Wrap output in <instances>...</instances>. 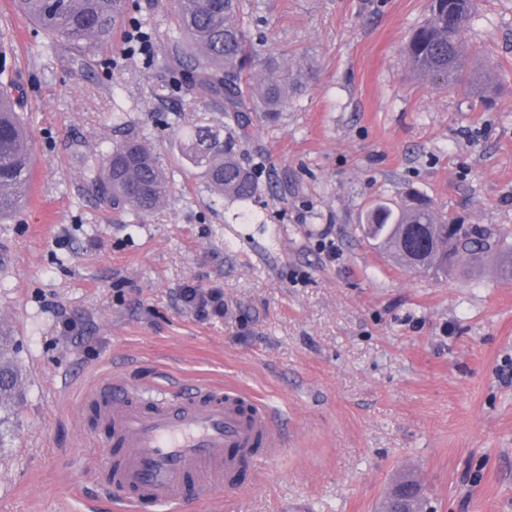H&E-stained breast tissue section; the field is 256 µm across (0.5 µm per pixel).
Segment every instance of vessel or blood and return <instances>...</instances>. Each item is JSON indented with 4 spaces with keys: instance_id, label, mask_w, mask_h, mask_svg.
Segmentation results:
<instances>
[{
    "instance_id": "b4317fda",
    "label": "vessel or blood",
    "mask_w": 512,
    "mask_h": 512,
    "mask_svg": "<svg viewBox=\"0 0 512 512\" xmlns=\"http://www.w3.org/2000/svg\"><path fill=\"white\" fill-rule=\"evenodd\" d=\"M122 458L104 462L103 492L117 512H199L218 489L238 488L243 468L258 470L285 444L270 407L228 383H104L87 398Z\"/></svg>"
}]
</instances>
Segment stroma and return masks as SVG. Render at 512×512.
Segmentation results:
<instances>
[{
    "mask_svg": "<svg viewBox=\"0 0 512 512\" xmlns=\"http://www.w3.org/2000/svg\"><path fill=\"white\" fill-rule=\"evenodd\" d=\"M429 8L241 0L249 54L302 84L277 119L253 117L240 159L259 167L258 191L243 206L183 155L179 130L222 111L169 57L170 0H121L86 70L0 0L34 156L26 205L0 224V331L21 372L0 512L100 497L114 451L82 403L104 378L229 382L276 409L279 459L200 512H380L403 479L421 512H512V280L491 253L415 271L359 229L372 203L409 195L459 224L512 228V0H479L465 32L496 62L488 107L410 68ZM129 129L172 176L146 216L106 207L84 178ZM189 285L222 292L223 317L197 315Z\"/></svg>",
    "mask_w": 512,
    "mask_h": 512,
    "instance_id": "35a3bbf8",
    "label": "stroma"
}]
</instances>
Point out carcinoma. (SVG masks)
<instances>
[{
  "label": "carcinoma",
  "instance_id": "obj_1",
  "mask_svg": "<svg viewBox=\"0 0 512 512\" xmlns=\"http://www.w3.org/2000/svg\"><path fill=\"white\" fill-rule=\"evenodd\" d=\"M20 17L39 25L53 37L51 49L61 42L72 62L88 65V55L97 48L112 45L118 0H15ZM476 0H432L429 15L414 30L405 48L413 71L444 86H457L462 80L478 93L491 88L493 65L474 70L462 32L475 12ZM170 48L183 69L194 96L203 101L224 103V122L195 125L183 134L184 156L201 170L207 188L231 201L246 202L258 189L255 172L246 168L237 155L238 143L248 138L252 112L263 111L275 118L288 107L291 82L288 68L271 57L259 72L247 78L246 29L240 18V0H172ZM16 83L6 66L0 67V222L11 218L22 207L26 196H15L11 189L31 174L33 156ZM86 180L97 196L112 209L132 210L142 216L165 201L171 178L154 156L143 134L131 133L99 155L85 171ZM376 226L381 245L408 267L406 253L425 252L424 267L448 270V253L440 246L448 242V218L427 200L402 203L378 202L369 206L361 220ZM512 233L470 225L454 241L457 256L474 257L493 250L506 252L499 274L512 278ZM8 346L0 339V447L3 426L9 422L10 404L15 397L17 373L3 361ZM396 491L407 498L405 512H420V491L404 482Z\"/></svg>",
  "mask_w": 512,
  "mask_h": 512
}]
</instances>
